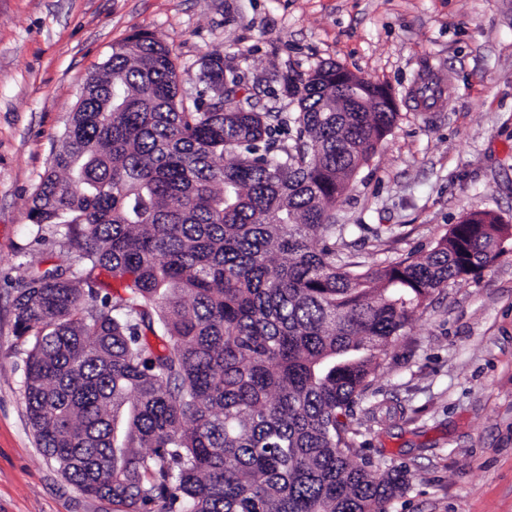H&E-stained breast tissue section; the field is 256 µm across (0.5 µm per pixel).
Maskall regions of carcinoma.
<instances>
[{"mask_svg": "<svg viewBox=\"0 0 512 512\" xmlns=\"http://www.w3.org/2000/svg\"><path fill=\"white\" fill-rule=\"evenodd\" d=\"M340 70L277 75L287 145L218 49L187 104L171 50L132 35L77 102L30 218L78 262L32 270L13 311L36 443L82 493L118 512H388L408 488L352 460L345 418L413 314L512 233L471 213L423 256L336 263L333 212L398 117L368 80L377 111L336 104Z\"/></svg>", "mask_w": 512, "mask_h": 512, "instance_id": "cac0c4a2", "label": "carcinoma"}]
</instances>
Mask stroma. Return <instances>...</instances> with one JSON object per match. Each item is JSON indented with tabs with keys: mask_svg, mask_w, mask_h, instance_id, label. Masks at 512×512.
I'll use <instances>...</instances> for the list:
<instances>
[{
	"mask_svg": "<svg viewBox=\"0 0 512 512\" xmlns=\"http://www.w3.org/2000/svg\"><path fill=\"white\" fill-rule=\"evenodd\" d=\"M136 33L182 71L222 51L264 112L295 111L275 82L290 68L391 88L397 122L336 207L342 261L426 253L469 212L512 225V0H0V512H114L36 443L12 300L30 267L77 261L32 199L88 78ZM381 401L404 416L375 420ZM348 421L360 456L409 471L388 512H512V252L411 317Z\"/></svg>",
	"mask_w": 512,
	"mask_h": 512,
	"instance_id": "obj_1",
	"label": "stroma"
}]
</instances>
